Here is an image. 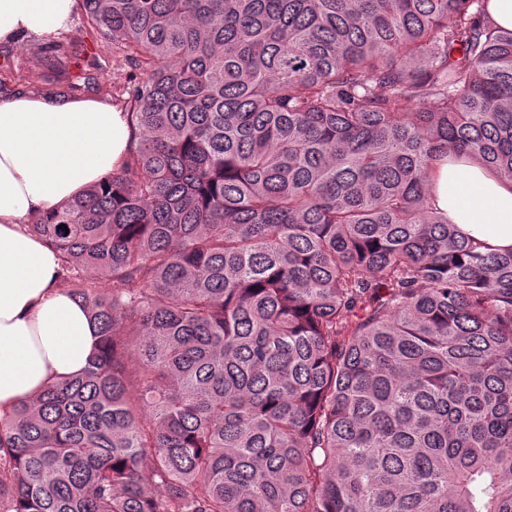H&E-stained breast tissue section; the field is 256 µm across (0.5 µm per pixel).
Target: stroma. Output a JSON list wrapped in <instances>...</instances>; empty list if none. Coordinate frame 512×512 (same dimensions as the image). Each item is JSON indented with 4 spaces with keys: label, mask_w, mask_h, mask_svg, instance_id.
I'll use <instances>...</instances> for the list:
<instances>
[{
    "label": "stroma",
    "mask_w": 512,
    "mask_h": 512,
    "mask_svg": "<svg viewBox=\"0 0 512 512\" xmlns=\"http://www.w3.org/2000/svg\"><path fill=\"white\" fill-rule=\"evenodd\" d=\"M138 70L76 10L68 31L43 40L0 43V97L15 93L98 97L123 106Z\"/></svg>",
    "instance_id": "stroma-1"
}]
</instances>
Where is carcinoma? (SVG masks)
I'll use <instances>...</instances> for the list:
<instances>
[{"label":"carcinoma","mask_w":512,"mask_h":512,"mask_svg":"<svg viewBox=\"0 0 512 512\" xmlns=\"http://www.w3.org/2000/svg\"><path fill=\"white\" fill-rule=\"evenodd\" d=\"M487 4L82 0L131 144L27 228L101 348L0 415V512H512V252L430 184L512 181Z\"/></svg>","instance_id":"cac0c4a2"}]
</instances>
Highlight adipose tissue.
<instances>
[{"instance_id":"ef3b65f1","label":"adipose tissue","mask_w":512,"mask_h":512,"mask_svg":"<svg viewBox=\"0 0 512 512\" xmlns=\"http://www.w3.org/2000/svg\"><path fill=\"white\" fill-rule=\"evenodd\" d=\"M76 0H0V43L67 28ZM124 112L99 98H0V413L79 376L98 346L88 305L58 286L60 260L23 227L63 207L120 165ZM432 194L449 223L484 250L512 251V182L468 157L441 158Z\"/></svg>"}]
</instances>
